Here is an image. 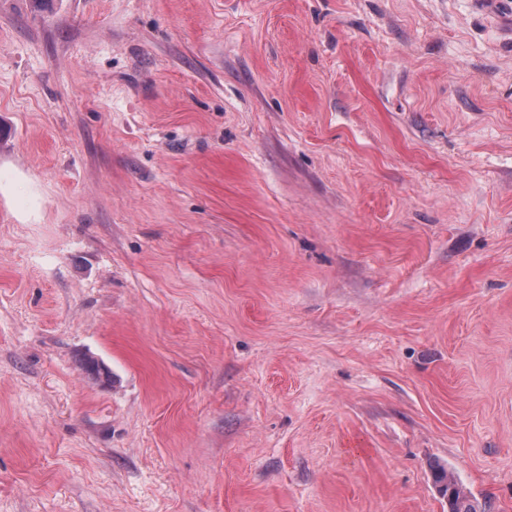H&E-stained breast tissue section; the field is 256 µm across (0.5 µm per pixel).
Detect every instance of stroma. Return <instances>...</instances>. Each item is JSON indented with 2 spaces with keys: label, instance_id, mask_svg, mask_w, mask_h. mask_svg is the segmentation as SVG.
<instances>
[{
  "label": "stroma",
  "instance_id": "35a3bbf8",
  "mask_svg": "<svg viewBox=\"0 0 512 512\" xmlns=\"http://www.w3.org/2000/svg\"><path fill=\"white\" fill-rule=\"evenodd\" d=\"M507 21L0 0V512H512ZM431 475L433 483L441 486V495L448 499V512H478L474 498L448 475V470L444 466L433 465Z\"/></svg>",
  "mask_w": 512,
  "mask_h": 512
}]
</instances>
